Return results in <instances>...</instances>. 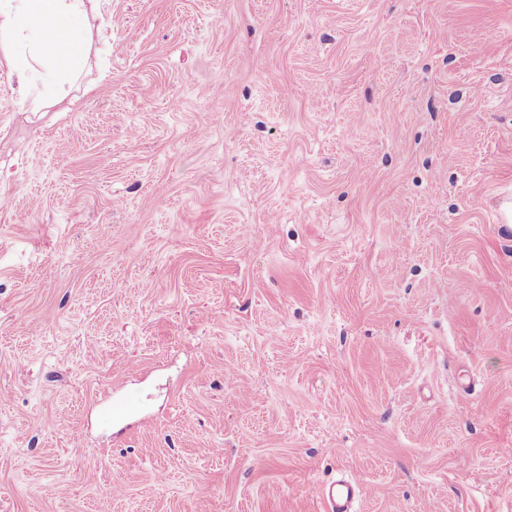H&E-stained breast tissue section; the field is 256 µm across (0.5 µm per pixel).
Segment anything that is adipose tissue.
<instances>
[{
    "label": "adipose tissue",
    "mask_w": 512,
    "mask_h": 512,
    "mask_svg": "<svg viewBox=\"0 0 512 512\" xmlns=\"http://www.w3.org/2000/svg\"><path fill=\"white\" fill-rule=\"evenodd\" d=\"M86 0H0V45L10 48L31 111H40L56 84L87 66Z\"/></svg>",
    "instance_id": "obj_1"
}]
</instances>
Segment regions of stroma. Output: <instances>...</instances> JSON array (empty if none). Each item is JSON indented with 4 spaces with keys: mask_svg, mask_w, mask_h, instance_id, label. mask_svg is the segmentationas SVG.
<instances>
[{
    "mask_svg": "<svg viewBox=\"0 0 512 512\" xmlns=\"http://www.w3.org/2000/svg\"><path fill=\"white\" fill-rule=\"evenodd\" d=\"M88 14L0 48V512H512V0ZM90 0H1L0 44L18 53L8 60L14 67L24 101L32 112L45 107L57 83L72 81L88 65L86 34ZM45 46H52L47 53ZM52 57L65 67L51 78H43L46 60ZM40 81V84L39 82ZM29 85L34 94L29 95ZM364 494L358 479L345 477L330 483L323 490V499L328 512H353V504Z\"/></svg>",
    "mask_w": 512,
    "mask_h": 512,
    "instance_id": "obj_1",
    "label": "stroma"
}]
</instances>
